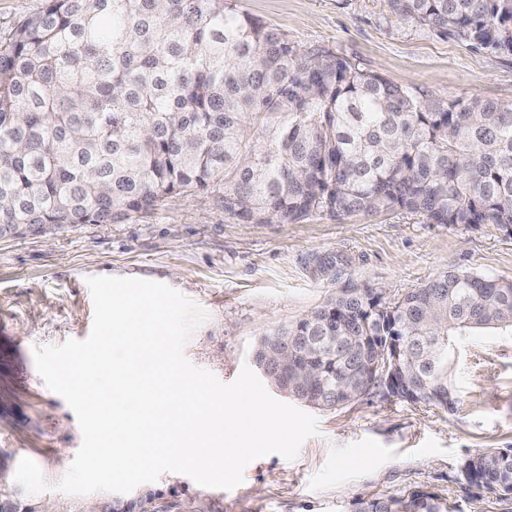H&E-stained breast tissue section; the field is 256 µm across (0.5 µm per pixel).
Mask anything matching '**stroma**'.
<instances>
[{"label": "stroma", "mask_w": 512, "mask_h": 512, "mask_svg": "<svg viewBox=\"0 0 512 512\" xmlns=\"http://www.w3.org/2000/svg\"><path fill=\"white\" fill-rule=\"evenodd\" d=\"M302 49L323 48L393 83L446 100L477 94L512 103V54L475 49L393 14L385 0H238ZM512 280V236L495 227L427 224L402 211L345 219L312 212L296 224H246L217 193L164 198L137 217L83 224L52 238L0 239V500L19 512H350L357 497L424 490L458 512H507L486 489L462 491L460 461L512 447V332L454 337L456 409L374 394L313 409L317 433L296 459L270 454L243 481L207 488L167 473L120 495H26L21 458L50 482L66 473L82 435L73 411L36 370V347L88 335L92 276L138 277L177 289L209 315L185 346L224 383L254 361L257 342L353 286L394 301L448 266Z\"/></svg>", "instance_id": "stroma-1"}]
</instances>
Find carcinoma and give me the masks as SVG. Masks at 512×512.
Instances as JSON below:
<instances>
[{"label": "carcinoma", "instance_id": "cac0c4a2", "mask_svg": "<svg viewBox=\"0 0 512 512\" xmlns=\"http://www.w3.org/2000/svg\"><path fill=\"white\" fill-rule=\"evenodd\" d=\"M396 15L512 54V0H386ZM220 192L224 213L295 224L401 210L512 236V104L428 99L332 52L298 49L236 0H43L0 44V238L110 224L173 194ZM512 331V281L448 268L387 303L343 288L276 336H334L312 367L336 403L376 390L452 411L450 337ZM457 482L512 505V448L465 456ZM352 512H453L425 491Z\"/></svg>", "mask_w": 512, "mask_h": 512}]
</instances>
